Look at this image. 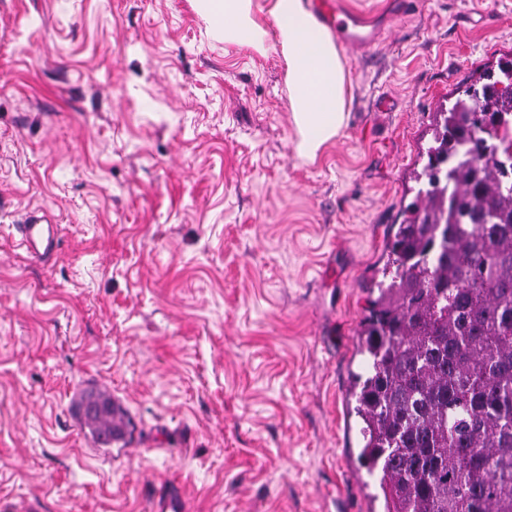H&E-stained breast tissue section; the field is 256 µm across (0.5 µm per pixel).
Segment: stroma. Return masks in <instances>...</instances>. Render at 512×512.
Wrapping results in <instances>:
<instances>
[{
	"instance_id": "1",
	"label": "stroma",
	"mask_w": 512,
	"mask_h": 512,
	"mask_svg": "<svg viewBox=\"0 0 512 512\" xmlns=\"http://www.w3.org/2000/svg\"><path fill=\"white\" fill-rule=\"evenodd\" d=\"M344 0L349 120L300 159L286 65L192 0H0V512H385L349 394L433 112L512 59V0ZM48 208L47 264L15 239ZM90 392L127 414L110 446Z\"/></svg>"
}]
</instances>
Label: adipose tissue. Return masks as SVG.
I'll use <instances>...</instances> for the list:
<instances>
[{"label":"adipose tissue","instance_id":"1","mask_svg":"<svg viewBox=\"0 0 512 512\" xmlns=\"http://www.w3.org/2000/svg\"><path fill=\"white\" fill-rule=\"evenodd\" d=\"M196 5L218 42L283 58L298 152L315 160L348 120L347 73L332 33L315 21L305 0H196ZM262 13L269 24L259 21Z\"/></svg>","mask_w":512,"mask_h":512}]
</instances>
